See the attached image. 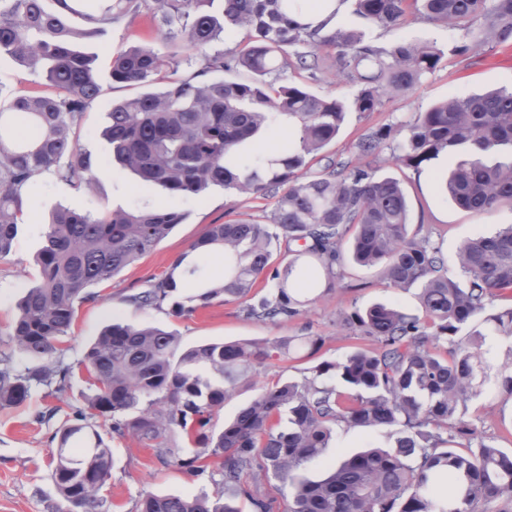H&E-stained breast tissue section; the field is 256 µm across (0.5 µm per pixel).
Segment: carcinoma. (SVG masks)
I'll use <instances>...</instances> for the list:
<instances>
[{"mask_svg":"<svg viewBox=\"0 0 512 512\" xmlns=\"http://www.w3.org/2000/svg\"><path fill=\"white\" fill-rule=\"evenodd\" d=\"M152 2L163 22L203 51L228 27L246 31L239 48L204 56L205 71L245 69L251 80L175 79L156 85L162 69L178 62L151 45H134L111 58L115 83L140 85L137 96L112 102L106 137L112 161L141 181L172 195L199 196L212 188L275 198L271 223L233 220L211 224L190 247L199 257L224 252V277L199 281L198 292L174 298L199 267L178 258L150 288L127 302L138 308L170 306L189 316L216 299H245L258 280L266 294L243 311L260 320L300 313L305 292L336 288L343 245L351 260L380 271L392 288H419L425 318L374 303L347 319L357 336L376 347L356 350L340 362H322L301 382L264 386L221 420L224 401L237 385L273 357L313 353L321 338L182 344L173 330L120 322L104 328L86 348L82 365L92 394L77 423L55 435L50 478L68 512H107L102 491L112 477L107 438L132 436L193 475L201 460H218L212 495L148 494L137 512H274L276 498L258 485L288 490L286 512H483L495 501L512 504V452L484 442L468 454L452 445L473 435L460 408L481 383L512 396V363L487 374L485 354L457 338L466 326L512 338V305L494 298L512 289V224L463 242L461 277L447 274V259L427 236L409 234L402 183L346 162L327 160L347 114L376 112L384 98L416 85L434 71L444 52L397 39L378 46L358 30L307 21L322 0H0V54L13 58L51 88L48 94L3 99L0 91V260L13 251L25 222L26 193L45 172L74 188L95 183L92 156L77 142L74 125L100 94L97 56L76 49L85 37L141 12ZM353 13L386 32L407 12L459 31L449 48L466 55L477 45L512 42V0H352ZM336 48L332 59L316 48ZM293 55L310 78L328 69L356 88L349 101L316 95L283 77ZM272 125H286L295 141L241 166L237 156ZM394 160L418 167L446 154L454 158L437 185L461 209L482 214L512 208V87L456 95L419 113L396 130ZM389 133L356 144L362 156L381 149ZM327 160L320 172L310 163ZM186 214L170 208L56 211L38 253L39 280L18 304L5 335L13 351L0 353V408L24 403L34 386L62 391L71 375L57 348L88 292L112 281L151 252ZM302 243L292 259L273 258V242ZM445 345V352L439 346ZM39 361L19 370L13 355ZM102 420L105 432L92 420ZM388 430L389 448H368L325 463L317 480L304 475L323 458L335 426Z\"/></svg>","mask_w":512,"mask_h":512,"instance_id":"carcinoma-1","label":"carcinoma"}]
</instances>
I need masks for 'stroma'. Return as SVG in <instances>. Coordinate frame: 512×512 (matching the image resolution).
I'll list each match as a JSON object with an SVG mask.
<instances>
[{"label":"stroma","mask_w":512,"mask_h":512,"mask_svg":"<svg viewBox=\"0 0 512 512\" xmlns=\"http://www.w3.org/2000/svg\"><path fill=\"white\" fill-rule=\"evenodd\" d=\"M335 28L364 31L367 39L388 44L393 36L405 37L442 49L444 55L432 73L408 91L394 95L376 112L350 114L325 154L354 166L368 167L377 173L398 177L405 189L409 209V232L439 242L450 261L448 273L458 276L454 263L459 245L476 235L495 232L500 225L512 224V210L502 208L482 215L460 209L436 187L437 171L446 169L447 158L422 164L419 168L396 167L392 155L395 138H388L379 153L359 157L356 141L382 128H397L413 122L417 113L453 95H466L512 85V65L497 63L498 47L480 45L463 57L447 54L455 31L407 16L390 34L371 26L353 12H345ZM149 43L166 55L175 56L178 69H164L163 77L186 78L196 74L203 57L186 40L173 38L160 19L144 11L113 22L103 36L85 38L84 51L99 57L101 71H108L111 54L134 44ZM100 96L81 114L75 135L99 166V181L90 191L75 190L54 175L41 176L27 198L26 217L9 259L0 261V331L10 323L18 300L39 276L35 263L42 246L46 222L59 206L81 212H97L103 205L113 207H154L162 205L187 212L185 223L177 225L151 253L124 269L108 285L95 288L93 300L82 303L72 332L63 344L71 377L63 391L52 392L39 386L32 388L28 401L16 408L0 409V512H62L64 504L50 478V464L56 453L54 436L73 424L75 413L83 408V396L89 391L85 370L81 366L84 351L113 321L132 325L153 324L175 330L184 345L203 341H264L284 336H318L322 343L313 356L268 361L248 383L238 387L225 402L224 415L232 417L237 407L254 398L259 389L280 379L302 380L310 369L323 361H340L358 349L372 348V341L356 336L344 320L353 312L382 302L404 312L419 315L423 309L417 290L397 291L388 288L376 270L351 262L342 265L344 278L335 290L309 293L299 315L275 321L247 317L240 300L214 301L188 317L176 318L167 310L140 309L128 303V296L148 288L171 264L187 253L208 225L230 220L254 219L269 222L274 200L268 196L236 194L220 189L194 197H172L160 188L141 182L129 172L113 166L111 150L102 136L106 112L113 101L138 94L135 86L115 84L103 79ZM463 420L475 431L473 439H456L454 447L468 453L470 441L484 442L512 452V397L481 393L467 403ZM394 442L386 431H371L337 426L326 457L337 452L352 453L365 447H388ZM112 478L105 490L109 512H136L141 498L149 493L196 495L214 493L216 486L209 475L193 476L177 466L159 459L156 449L146 447L132 437L111 441Z\"/></svg>","instance_id":"1"}]
</instances>
